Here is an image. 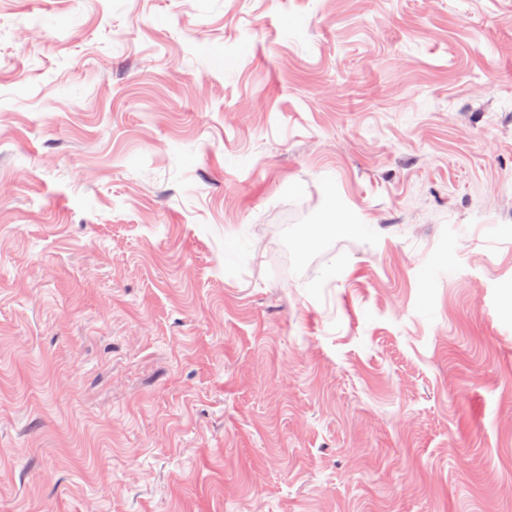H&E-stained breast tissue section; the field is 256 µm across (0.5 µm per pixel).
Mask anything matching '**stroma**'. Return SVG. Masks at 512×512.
<instances>
[{
	"mask_svg": "<svg viewBox=\"0 0 512 512\" xmlns=\"http://www.w3.org/2000/svg\"><path fill=\"white\" fill-rule=\"evenodd\" d=\"M46 499L512 512V0H0V512Z\"/></svg>",
	"mask_w": 512,
	"mask_h": 512,
	"instance_id": "1",
	"label": "stroma"
}]
</instances>
